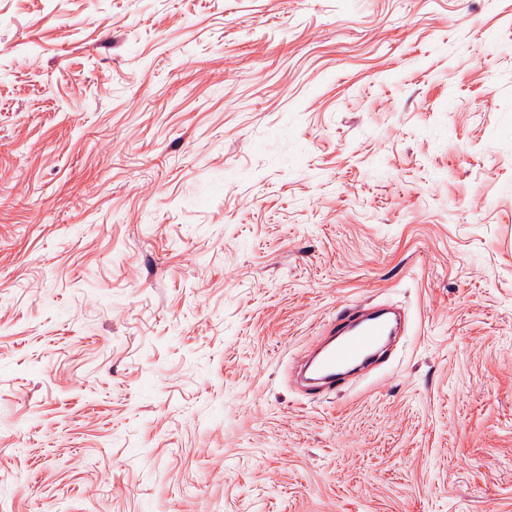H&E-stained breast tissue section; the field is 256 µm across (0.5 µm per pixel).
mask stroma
Returning <instances> with one entry per match:
<instances>
[{"label": "stroma", "instance_id": "35a3bbf8", "mask_svg": "<svg viewBox=\"0 0 512 512\" xmlns=\"http://www.w3.org/2000/svg\"><path fill=\"white\" fill-rule=\"evenodd\" d=\"M0 512H512V0H0ZM336 329L342 332L340 336L346 337L337 347L318 352L311 361L315 380H324L330 385L342 378L346 365L371 355L388 332L391 333L390 321L382 312L355 324L349 322L340 328L330 326L328 334L335 335Z\"/></svg>", "mask_w": 512, "mask_h": 512}]
</instances>
